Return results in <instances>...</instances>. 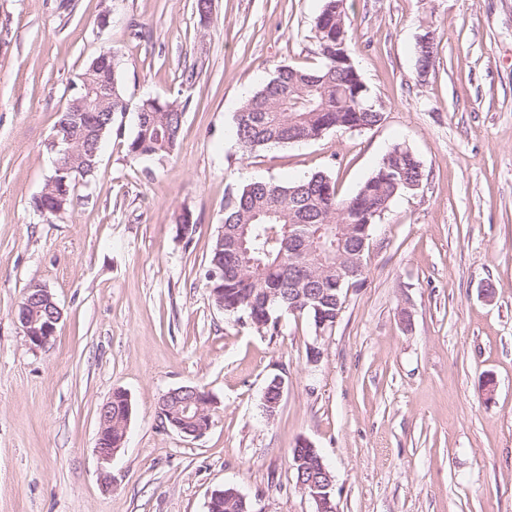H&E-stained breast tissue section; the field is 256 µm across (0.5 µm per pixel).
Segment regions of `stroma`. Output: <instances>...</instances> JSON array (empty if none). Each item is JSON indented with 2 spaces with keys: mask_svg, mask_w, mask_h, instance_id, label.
I'll use <instances>...</instances> for the list:
<instances>
[{
  "mask_svg": "<svg viewBox=\"0 0 512 512\" xmlns=\"http://www.w3.org/2000/svg\"><path fill=\"white\" fill-rule=\"evenodd\" d=\"M321 4L211 0L203 16L196 0H0V512H208L227 484L253 512H315L290 468L302 439L333 474L337 512H512V0H344L383 121L244 152L232 127L245 94L281 66L320 65ZM104 49L127 109L95 176L42 215L48 143ZM148 97L184 106L160 160L127 150ZM397 144L422 186L375 224L331 335L291 315L269 336L215 306L204 274L228 190L322 171L348 196ZM33 283L63 312L41 348L18 319ZM183 385L212 398L197 439L159 414ZM117 388L132 412L107 462L98 411Z\"/></svg>",
  "mask_w": 512,
  "mask_h": 512,
  "instance_id": "1",
  "label": "stroma"
}]
</instances>
